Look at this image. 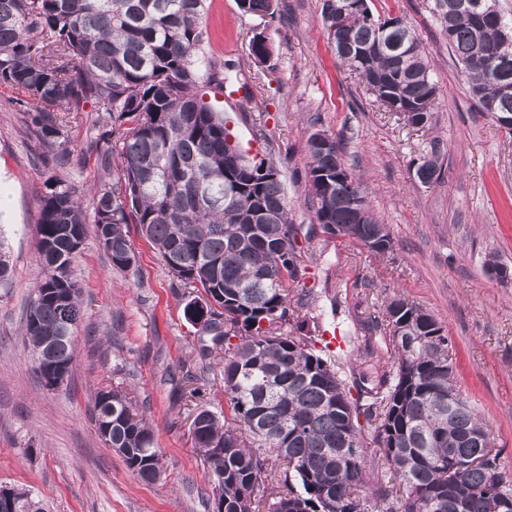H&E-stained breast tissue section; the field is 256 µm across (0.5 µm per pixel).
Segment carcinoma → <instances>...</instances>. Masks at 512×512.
Listing matches in <instances>:
<instances>
[{
	"instance_id": "1",
	"label": "carcinoma",
	"mask_w": 512,
	"mask_h": 512,
	"mask_svg": "<svg viewBox=\"0 0 512 512\" xmlns=\"http://www.w3.org/2000/svg\"><path fill=\"white\" fill-rule=\"evenodd\" d=\"M276 0H237L244 15L273 16ZM323 0L321 18L335 30L336 54L387 112L416 113L431 125L438 86L426 49L400 16H376L369 0ZM453 0H429L448 49L468 77L483 116L512 113V95L477 61L491 53L512 62V18L497 0L475 20ZM206 0H0V86L45 107L26 114L28 129L47 149L57 174L45 181L37 225L44 279L25 320V337L38 354L50 350L72 362L82 319L80 289L71 276L74 249L88 231L104 243L112 268L136 264L126 225L137 224L179 286L196 292L184 310L206 317V358L224 352V394L231 417L208 408L192 422L196 448L215 484L217 512H255L273 495L272 512H502L512 498L501 451L474 441L484 428L478 412L454 386L451 342L423 308L396 296L372 326L391 364L370 363L375 346L357 350L337 305L330 312L292 316L288 281L302 264L298 228L281 171L271 160L230 143L224 119L205 101L206 88L224 90L235 65L207 52ZM260 34L250 54L272 55ZM97 113L87 152L112 180L100 185L91 208L61 177L72 165L64 113L86 104ZM308 140L309 193L317 225L308 233L366 246L382 224L353 169L339 160L343 146ZM435 141L416 174L423 184L442 174ZM333 183L329 199L318 180ZM94 228H88V224ZM325 324L339 331L331 348L324 335L304 333ZM96 428L110 427L112 447L145 482L163 473L154 433L118 391L95 397ZM388 465L376 482L365 432ZM352 438L355 455L341 452Z\"/></svg>"
}]
</instances>
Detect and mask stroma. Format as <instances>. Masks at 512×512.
I'll return each instance as SVG.
<instances>
[{"mask_svg": "<svg viewBox=\"0 0 512 512\" xmlns=\"http://www.w3.org/2000/svg\"><path fill=\"white\" fill-rule=\"evenodd\" d=\"M323 0H282L275 17L241 14L236 0H207L209 50L236 65L238 97H219L231 134L279 168L293 224L309 227L308 138L342 140L344 161L368 190L392 248L370 252L347 239H300L304 269L288 290L310 288L321 306L338 301L362 324L395 294L429 311L453 343V381L484 419L512 480V137L476 112L465 73L427 0H370L377 15L403 17L423 42L439 89L432 124L409 125L384 111L340 64L321 20ZM273 46L263 63L250 54L256 34ZM95 113H69L68 178L81 200L108 169L86 157ZM444 143L442 178L425 185L417 162L433 139ZM26 129L15 94L0 87V191L14 210L0 223L11 276L0 286V488L29 492L47 512H212L213 487L191 424L199 406L226 408L223 355L202 358L189 300L153 246L130 225L137 254L113 269L95 236L73 264L81 290L73 367L57 389L38 376L23 320L44 278L36 225L50 169ZM201 388V399L191 398ZM125 393L146 418L165 465L147 483L129 471L96 432L98 391Z\"/></svg>", "mask_w": 512, "mask_h": 512, "instance_id": "stroma-1", "label": "stroma"}]
</instances>
